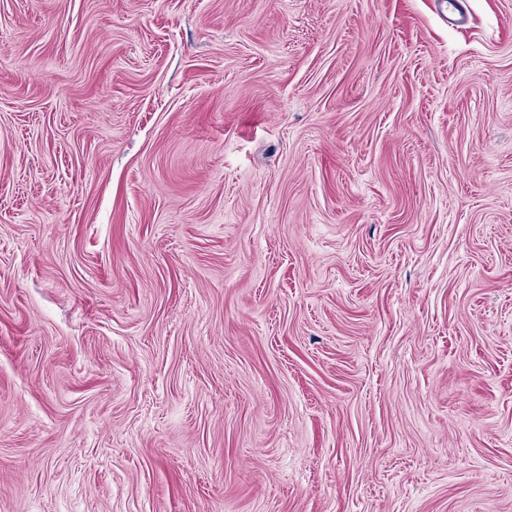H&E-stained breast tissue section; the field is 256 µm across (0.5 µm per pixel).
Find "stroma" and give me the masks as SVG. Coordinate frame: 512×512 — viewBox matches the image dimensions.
<instances>
[{"label":"stroma","mask_w":512,"mask_h":512,"mask_svg":"<svg viewBox=\"0 0 512 512\" xmlns=\"http://www.w3.org/2000/svg\"><path fill=\"white\" fill-rule=\"evenodd\" d=\"M0 512H512V0H0Z\"/></svg>","instance_id":"35a3bbf8"}]
</instances>
